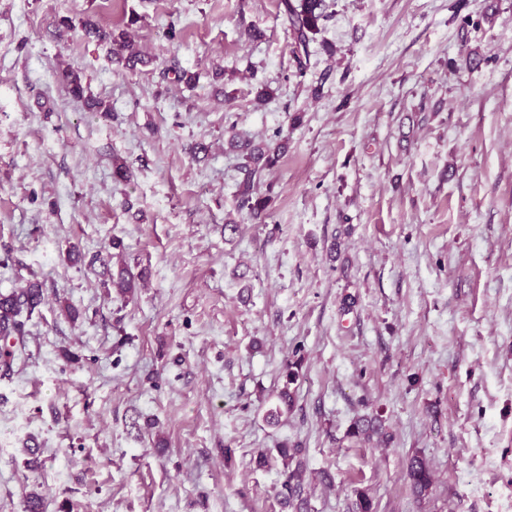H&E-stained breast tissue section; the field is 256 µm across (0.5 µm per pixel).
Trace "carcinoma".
<instances>
[{
    "instance_id": "obj_1",
    "label": "carcinoma",
    "mask_w": 512,
    "mask_h": 512,
    "mask_svg": "<svg viewBox=\"0 0 512 512\" xmlns=\"http://www.w3.org/2000/svg\"><path fill=\"white\" fill-rule=\"evenodd\" d=\"M280 6L289 23V30L293 38L292 53L297 63L298 75H303L307 60H309V44L312 36L320 32V26L328 18L326 0H281ZM130 27L116 31H105L95 23L87 21L83 28L85 34L94 37L109 45V52L113 61L133 72L137 64L142 62L141 55L137 48L136 33ZM58 81L65 86L69 93L76 97L83 94L82 79L78 69L67 66L57 73ZM228 148L242 154L244 163L242 171L244 178L237 184L236 196L239 208L246 209L255 219H262L271 201V189L261 192L262 172L277 165L283 153L288 148V142L280 140L274 144L264 143L254 145L247 141L240 140L232 133L227 139ZM112 287L117 293L126 295L133 293L135 288V277L127 269L123 268L118 278L112 281ZM42 303V290L37 284H31L22 291H11L0 293V368L9 372L15 358V351L10 339L24 334V322L21 320L23 314H32ZM298 372L288 369L284 386L278 393L280 406L269 411L268 417L271 420L278 419L282 410H290L294 404V393L290 385L297 381ZM298 454V449L283 445L278 449L284 469L288 473V482L293 484L294 492H302L300 482V467H291V464ZM407 476L413 493L422 496L432 483V474L424 460L414 458L408 466Z\"/></svg>"
}]
</instances>
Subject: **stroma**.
<instances>
[{
  "label": "stroma",
  "instance_id": "stroma-1",
  "mask_svg": "<svg viewBox=\"0 0 512 512\" xmlns=\"http://www.w3.org/2000/svg\"><path fill=\"white\" fill-rule=\"evenodd\" d=\"M327 3L301 75L280 0H0V292L44 297L0 373V512H293L284 444L303 512H512V0ZM232 133L288 140L263 219ZM135 23H129L126 29L116 31H105L98 27L95 23L87 21L83 28L85 34L96 38L98 41L107 43L110 48L109 52L113 56V61L118 65L121 64L130 72H134L137 64L143 63L139 50L137 48L136 33L133 28L129 27ZM285 377L286 385L281 388L277 395L280 404L275 408V410H270L268 413V417L271 420H277L279 415L282 414L283 410L281 409V405H283L286 412H288L294 404V393L290 390V385L297 381L298 371L293 370L292 366L288 367ZM278 455L281 458L282 464L284 469L287 470L288 473V483H293V489L294 493H297V496L300 495L302 492V485H301V479H300V464H298L294 469H290L291 464L298 454L297 448H290L288 447V444L283 445L281 448L278 449ZM407 476L416 496H422L432 483V474L423 459L413 458L408 466Z\"/></svg>",
  "mask_w": 512,
  "mask_h": 512
}]
</instances>
